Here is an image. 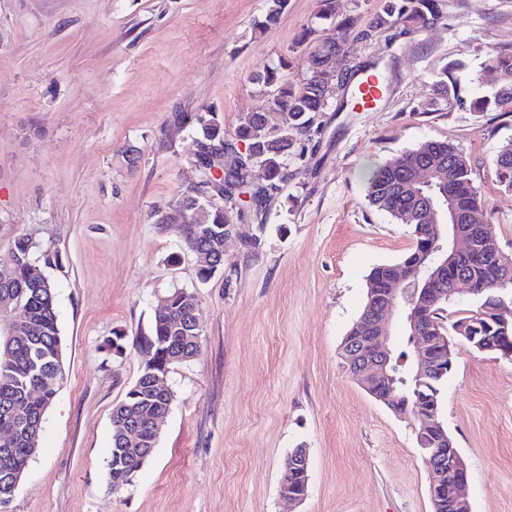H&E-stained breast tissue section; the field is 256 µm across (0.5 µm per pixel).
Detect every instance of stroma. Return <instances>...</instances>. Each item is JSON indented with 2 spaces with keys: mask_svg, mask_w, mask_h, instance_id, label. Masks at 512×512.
<instances>
[{
  "mask_svg": "<svg viewBox=\"0 0 512 512\" xmlns=\"http://www.w3.org/2000/svg\"><path fill=\"white\" fill-rule=\"evenodd\" d=\"M0 0V251L25 236L58 252L54 286L65 379L13 512H433L415 422L349 374L340 345L366 277L413 245L365 198V174L433 138L467 157L501 250L512 255V192L494 165L512 114L477 113L489 51L512 46V0H445L447 25L353 42L387 85L370 112L321 113L279 194L238 224L224 272L200 282L177 229L158 223L195 178L185 119L211 110L233 133L260 103L250 80L286 58L299 81L316 0ZM452 68L458 101L425 113ZM258 246H249L251 236ZM191 294L203 336L174 365L175 395L152 456L112 489L111 412L140 374L136 341L169 291ZM125 354H107L113 332ZM441 420L468 467L471 512H512V360L453 337ZM309 454L305 500L279 492L283 463Z\"/></svg>",
  "mask_w": 512,
  "mask_h": 512,
  "instance_id": "35a3bbf8",
  "label": "stroma"
}]
</instances>
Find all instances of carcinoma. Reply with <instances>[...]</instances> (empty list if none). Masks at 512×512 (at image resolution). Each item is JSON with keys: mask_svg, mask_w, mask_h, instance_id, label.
Here are the masks:
<instances>
[{"mask_svg": "<svg viewBox=\"0 0 512 512\" xmlns=\"http://www.w3.org/2000/svg\"><path fill=\"white\" fill-rule=\"evenodd\" d=\"M287 0H268L264 20L257 29L265 31L277 25L286 8ZM316 19L329 23L325 34L316 38L312 46L308 69L296 84L284 81L278 64L263 65L252 76L260 89L262 100L238 124L233 136L225 138L224 126L209 112L191 116L196 133L197 154L193 165L197 180L182 193L171 211L158 216L157 223L173 224L186 246L194 253L198 279L207 282L224 269V227L243 222L248 213L235 207H215L204 196L209 186L221 185V194L232 191L251 195L253 206L281 191L285 181L288 157L303 158L306 142L319 132L316 123L319 114L328 106L329 89L326 76L334 73L336 80L345 81L351 75L349 45L369 36L383 35L394 29L404 34H420L447 20L443 0H384L379 12L365 27L358 26L351 16L336 17L335 0H317ZM486 68L498 80L490 94H477L469 107L475 112L512 113V49L492 51L486 59ZM356 84L342 97L341 110L355 111L364 105ZM458 99L454 79L443 71L432 83L431 96L424 103L430 110L448 105ZM245 146V157L257 171V178L242 173L223 172L216 175L210 156L217 150ZM501 183L512 191V140L506 141L494 158ZM430 168L431 180L425 184L415 181L417 168ZM432 198L442 212L440 234L417 206V197ZM365 197L376 209L391 216L397 224L410 226L413 247L399 260L378 265L367 276V287L397 288L404 304L420 297L427 289H446L448 281L460 275L468 284L470 294L487 304L488 296L512 294V262L503 256L497 242L486 231L489 214L471 178L466 157L448 141L425 139L412 148L370 170L365 177ZM468 237L479 236L475 248L465 257L448 264L442 278H433L448 254L454 230ZM41 252L44 265L59 263L57 253L25 236H19L0 254V315L5 317L18 310L24 321L15 326V336L8 339L0 334V433L14 436L10 451L0 448V485L5 480V468L13 471L26 469L28 462L40 448L44 415L53 403L64 379L62 339L57 322L54 287L47 277L34 274L33 255ZM167 310H155L149 335L140 343L142 365L152 361L170 368L190 361L185 322L188 314L183 292L168 293ZM449 296L431 311L433 336H449L448 330L460 336L476 337L484 352L509 355L512 351V322L503 329L496 315L479 317L481 309L471 310L457 318L451 327L445 326ZM398 358L402 380L395 384L389 405L404 413L410 412L416 422V442L420 449L440 447L441 424L440 391L447 380L454 357L446 359L445 372L430 373L422 378L410 372L407 352ZM41 391L42 400H33L30 393ZM134 406L144 413L149 404L135 397L129 387L123 399L115 406L112 422L121 419L124 407Z\"/></svg>", "mask_w": 512, "mask_h": 512, "instance_id": "obj_1", "label": "carcinoma"}]
</instances>
